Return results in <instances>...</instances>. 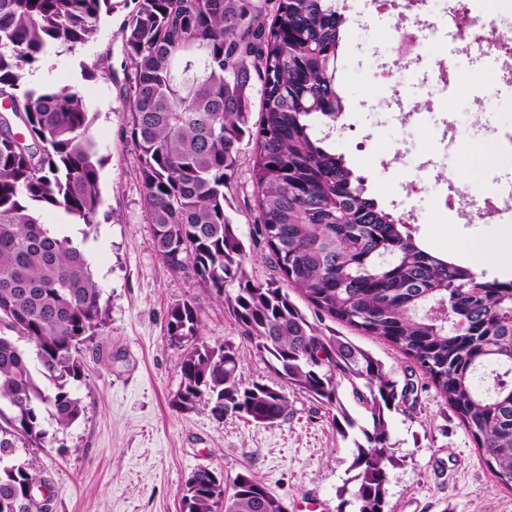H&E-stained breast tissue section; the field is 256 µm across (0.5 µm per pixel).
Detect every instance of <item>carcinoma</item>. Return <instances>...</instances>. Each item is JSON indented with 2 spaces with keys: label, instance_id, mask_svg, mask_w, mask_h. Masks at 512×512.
<instances>
[{
  "label": "carcinoma",
  "instance_id": "obj_1",
  "mask_svg": "<svg viewBox=\"0 0 512 512\" xmlns=\"http://www.w3.org/2000/svg\"><path fill=\"white\" fill-rule=\"evenodd\" d=\"M110 13L112 0H0V99L11 102L0 117V512H48L37 500L46 480L19 461L18 447L48 443L44 409L62 427L80 417L67 385L82 378L78 346L105 314L84 250L40 220L60 211L97 223L103 158L92 120L70 87L28 88L23 71L56 45L93 39ZM344 23L335 0H137L124 21L125 121L156 251L172 269L191 264L278 379H247L238 348L204 341L199 310L184 302L166 325L168 341L184 348L172 405L272 426L288 415V392L304 394L332 412L342 438L358 429L353 487L339 489L338 512H391L390 472L400 465L391 418L417 384L310 322L291 287L402 352L512 489V281L423 248L332 148L345 109L336 69ZM248 145L257 233L279 280L247 273L244 235L228 211L225 190ZM345 382L368 413L364 425L345 404ZM182 512L286 506L247 468L229 489L200 468Z\"/></svg>",
  "mask_w": 512,
  "mask_h": 512
}]
</instances>
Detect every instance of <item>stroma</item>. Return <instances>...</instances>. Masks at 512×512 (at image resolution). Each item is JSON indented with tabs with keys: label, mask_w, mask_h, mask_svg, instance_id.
Wrapping results in <instances>:
<instances>
[{
	"label": "stroma",
	"mask_w": 512,
	"mask_h": 512,
	"mask_svg": "<svg viewBox=\"0 0 512 512\" xmlns=\"http://www.w3.org/2000/svg\"><path fill=\"white\" fill-rule=\"evenodd\" d=\"M134 6V0H118L91 41L55 46L25 70L27 85L70 86L94 118L92 134L105 159L97 222L74 220L62 230L86 249L106 315L79 347L84 376L71 389L83 401L81 416L63 428L44 414L49 444L21 449L20 456L49 483L50 512H181L186 483L200 467L228 480L250 470L288 512H337V490L351 476L352 445L333 428L330 413L307 396L289 393L287 418L271 427L171 405L181 383L182 352L168 343L166 324L177 303L199 310L207 342L238 347L247 379L272 384L276 378L224 302L202 288L190 269L168 268L154 248L138 154L122 114L129 72L122 27ZM336 7L348 36L338 59L345 110L337 152L365 176L370 195L398 214L407 174L424 172L414 229L426 248L441 252L453 232L496 233L498 223L487 218L438 224L434 216L442 175L457 171L462 149L484 117H495L512 144V92L503 90L501 73L493 72L491 88L449 92L436 80L444 46L429 47L420 66L407 65L397 55L394 15L375 13L369 0H336ZM94 63L99 71L85 77L84 66ZM381 65L391 70L383 84L373 77ZM250 166L242 160L226 195L235 222L253 237L248 274L276 279L272 253L253 233L258 209ZM334 326L395 378L410 373V361L390 344L342 323ZM392 428L395 453L403 460L390 475L393 512H512V490L497 483L431 383L423 384L416 402L393 413Z\"/></svg>",
	"instance_id": "1"
}]
</instances>
